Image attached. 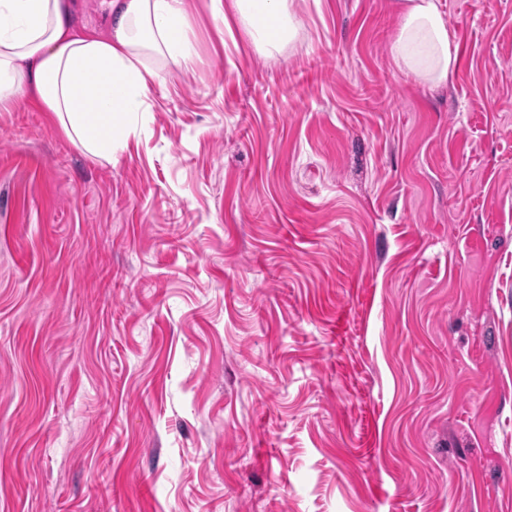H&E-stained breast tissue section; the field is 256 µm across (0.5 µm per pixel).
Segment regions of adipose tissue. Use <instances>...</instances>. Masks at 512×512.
Returning <instances> with one entry per match:
<instances>
[{
    "mask_svg": "<svg viewBox=\"0 0 512 512\" xmlns=\"http://www.w3.org/2000/svg\"><path fill=\"white\" fill-rule=\"evenodd\" d=\"M106 27L79 25L76 0H0V110L36 97L68 138L94 157L125 146L162 77L155 60L195 71L199 58L186 0H101ZM272 57L294 37L292 0H211ZM389 44L399 69L439 87L454 72L458 47L437 0H403Z\"/></svg>",
    "mask_w": 512,
    "mask_h": 512,
    "instance_id": "adipose-tissue-1",
    "label": "adipose tissue"
}]
</instances>
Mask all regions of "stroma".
Listing matches in <instances>:
<instances>
[{
	"mask_svg": "<svg viewBox=\"0 0 512 512\" xmlns=\"http://www.w3.org/2000/svg\"><path fill=\"white\" fill-rule=\"evenodd\" d=\"M186 0L112 159L0 111V512H512V0ZM211 11L232 35L233 22L252 47L268 57L279 54L295 36L292 0H211ZM400 11L399 26L389 44L393 63L430 87L447 84L454 73L458 45L437 0H403Z\"/></svg>",
	"mask_w": 512,
	"mask_h": 512,
	"instance_id": "obj_1",
	"label": "stroma"
}]
</instances>
